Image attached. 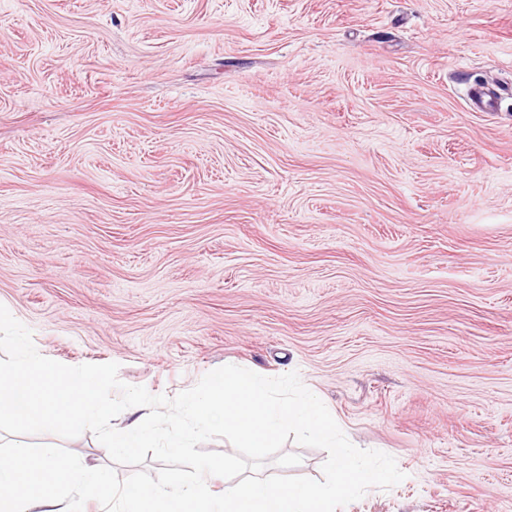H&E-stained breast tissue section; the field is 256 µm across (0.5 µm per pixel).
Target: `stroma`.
I'll list each match as a JSON object with an SVG mask.
<instances>
[{"label": "stroma", "mask_w": 512, "mask_h": 512, "mask_svg": "<svg viewBox=\"0 0 512 512\" xmlns=\"http://www.w3.org/2000/svg\"><path fill=\"white\" fill-rule=\"evenodd\" d=\"M0 304L154 395L298 373L405 475L338 512H512V0H0Z\"/></svg>", "instance_id": "35a3bbf8"}]
</instances>
